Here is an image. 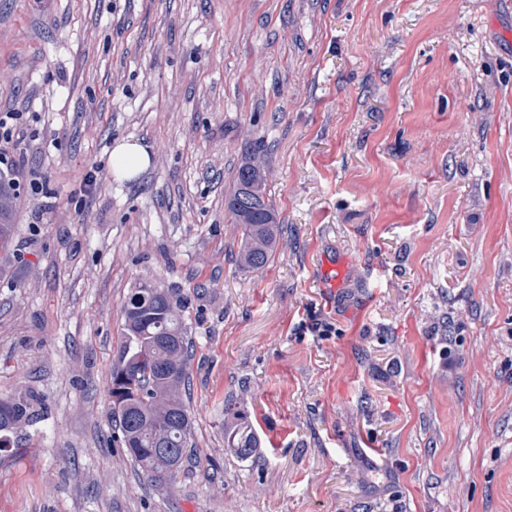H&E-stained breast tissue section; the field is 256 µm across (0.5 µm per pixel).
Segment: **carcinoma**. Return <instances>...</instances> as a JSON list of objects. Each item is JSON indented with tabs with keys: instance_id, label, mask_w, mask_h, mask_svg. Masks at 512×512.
<instances>
[{
	"instance_id": "obj_1",
	"label": "carcinoma",
	"mask_w": 512,
	"mask_h": 512,
	"mask_svg": "<svg viewBox=\"0 0 512 512\" xmlns=\"http://www.w3.org/2000/svg\"><path fill=\"white\" fill-rule=\"evenodd\" d=\"M257 151L242 157L225 205L240 231L236 255L240 270L264 268L279 247L283 225L267 198L269 168ZM14 184L0 174V253H10L14 239ZM187 299L143 276L123 307L121 342L109 389L118 434L107 438L125 448L131 462L151 481L173 482L194 451L188 363L192 331ZM32 395L0 401V449L35 416ZM224 444L248 459L258 447L247 416L229 399L224 404Z\"/></svg>"
}]
</instances>
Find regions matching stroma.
I'll return each mask as SVG.
<instances>
[{"mask_svg":"<svg viewBox=\"0 0 512 512\" xmlns=\"http://www.w3.org/2000/svg\"><path fill=\"white\" fill-rule=\"evenodd\" d=\"M2 112L46 188L0 260V400L38 411L0 512H512V0H0ZM248 141L284 226L255 272L224 205ZM148 272L194 341L173 483L98 444ZM149 152L139 143L120 142L112 150L110 164L119 179H129L150 165ZM224 444L226 448H236L241 459L250 458L254 448H259L253 425L232 399L224 404Z\"/></svg>","mask_w":512,"mask_h":512,"instance_id":"obj_1","label":"stroma"}]
</instances>
